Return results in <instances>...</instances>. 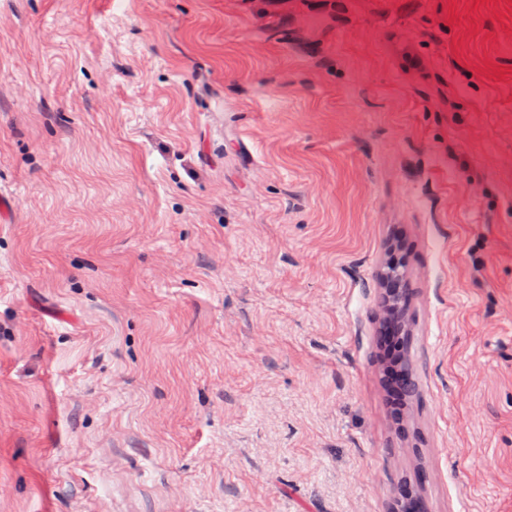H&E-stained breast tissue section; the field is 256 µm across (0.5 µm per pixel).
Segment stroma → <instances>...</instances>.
<instances>
[{"instance_id": "35a3bbf8", "label": "stroma", "mask_w": 512, "mask_h": 512, "mask_svg": "<svg viewBox=\"0 0 512 512\" xmlns=\"http://www.w3.org/2000/svg\"><path fill=\"white\" fill-rule=\"evenodd\" d=\"M4 196L0 512H512V0H0ZM390 334H386L383 336L384 339L381 338V346L384 352V360H385V374L389 377L388 384L385 386L388 400L393 406L398 405V388L395 383V379L397 377V367L399 364V358L395 354V351L400 350L399 342L394 339V336H389Z\"/></svg>"}]
</instances>
